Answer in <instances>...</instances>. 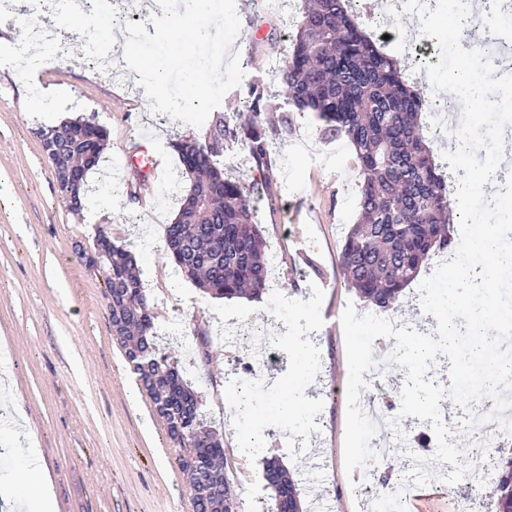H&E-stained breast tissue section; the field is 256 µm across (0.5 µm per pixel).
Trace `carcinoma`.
<instances>
[{
	"label": "carcinoma",
	"mask_w": 512,
	"mask_h": 512,
	"mask_svg": "<svg viewBox=\"0 0 512 512\" xmlns=\"http://www.w3.org/2000/svg\"><path fill=\"white\" fill-rule=\"evenodd\" d=\"M292 50L275 69L274 90L249 88L243 108L214 113L204 139H178L180 175L189 189L166 226L163 255L205 295L259 298L271 287L266 250L250 191L224 169L236 141L264 166L294 133L292 113L312 112L321 140L345 139L360 179L358 218L338 255L346 288L383 311L407 300L406 289L436 253L453 255L449 186L431 149L426 102L396 58L365 33L350 0H302ZM63 125L96 138L101 162L106 127L78 118ZM84 144H68L50 160L56 184L80 162ZM112 336L164 421L186 477L194 512H238L224 469V441L208 424L201 392L157 347L156 315L127 245L99 233ZM497 512H512V457L498 462ZM271 512H303L297 483L279 457L264 461Z\"/></svg>",
	"instance_id": "1"
}]
</instances>
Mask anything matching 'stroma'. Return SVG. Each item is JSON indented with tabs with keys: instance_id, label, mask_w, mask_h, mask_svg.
Segmentation results:
<instances>
[{
	"instance_id": "stroma-1",
	"label": "stroma",
	"mask_w": 512,
	"mask_h": 512,
	"mask_svg": "<svg viewBox=\"0 0 512 512\" xmlns=\"http://www.w3.org/2000/svg\"><path fill=\"white\" fill-rule=\"evenodd\" d=\"M299 5L262 15L250 0H236L241 30L233 44L248 79L268 86L273 63L291 46ZM27 16L0 17V485L10 490L0 512H23L48 477L55 512H194L175 449L149 396L131 375L113 342L101 277L86 267L76 246L91 247L98 232L136 253L148 301L157 317L159 345L204 394V411L224 437V467L239 512H263L269 497L263 457L279 456L298 477L303 505L317 497L341 499L345 512H360L345 488L343 461L346 388L349 378L341 315L347 302L358 314L368 306L345 288L338 265L343 235L356 217L354 153L343 145L334 166L315 165V140L302 148L290 138L268 167L258 168L242 147L224 155L228 170L254 192L256 221L268 250L279 261L273 290L262 299L218 300L203 295L162 256L166 224L172 223L187 181L178 179L172 140L203 135L198 128L149 110L138 75L110 79L67 54L48 57L21 72ZM41 97L45 106H33ZM95 118L109 132L104 158L87 182L95 193L83 211L61 200L54 171L36 132L68 118ZM149 144L165 158L163 177L141 183L137 197L111 195L106 183L131 180L128 154ZM280 195L268 206L267 185ZM302 239L321 269L289 268L284 258ZM334 275V287L322 285ZM267 336L278 360L259 374L249 417L231 411L232 391L211 396L216 379H230L233 365L224 333ZM208 338L201 359L198 333ZM300 342L317 359L312 381L299 374L290 351ZM294 403V415L284 407ZM322 425L294 446L299 427Z\"/></svg>"
}]
</instances>
